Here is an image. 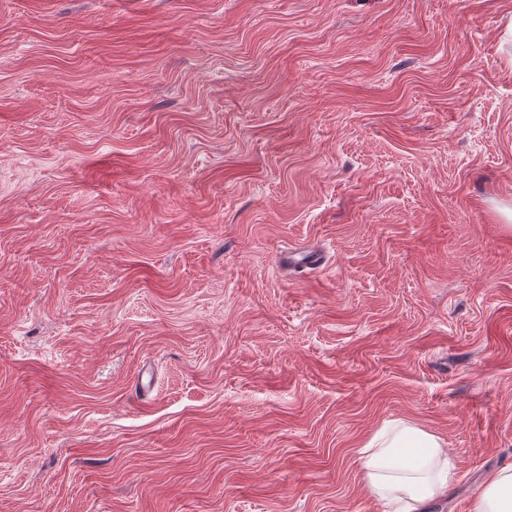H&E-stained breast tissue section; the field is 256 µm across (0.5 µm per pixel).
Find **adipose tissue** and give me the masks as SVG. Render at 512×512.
Wrapping results in <instances>:
<instances>
[{"label":"adipose tissue","mask_w":512,"mask_h":512,"mask_svg":"<svg viewBox=\"0 0 512 512\" xmlns=\"http://www.w3.org/2000/svg\"><path fill=\"white\" fill-rule=\"evenodd\" d=\"M356 454L371 492L398 512H425L455 468L440 437L400 419L385 421ZM472 512H512V467L486 481Z\"/></svg>","instance_id":"obj_1"}]
</instances>
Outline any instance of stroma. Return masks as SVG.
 I'll return each instance as SVG.
<instances>
[{
	"label": "stroma",
	"mask_w": 512,
	"mask_h": 512,
	"mask_svg": "<svg viewBox=\"0 0 512 512\" xmlns=\"http://www.w3.org/2000/svg\"><path fill=\"white\" fill-rule=\"evenodd\" d=\"M392 419L512 466V0H0V512H387Z\"/></svg>",
	"instance_id": "stroma-1"
}]
</instances>
